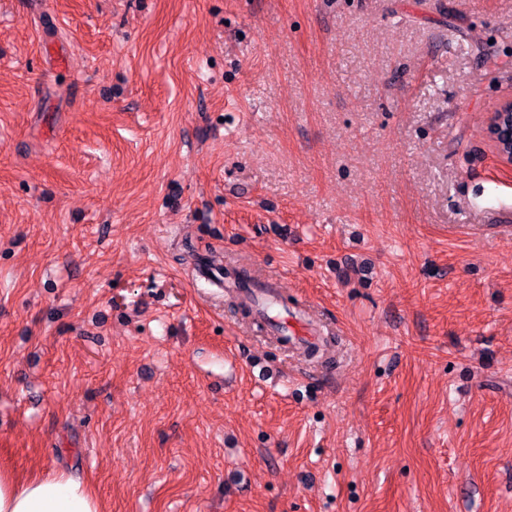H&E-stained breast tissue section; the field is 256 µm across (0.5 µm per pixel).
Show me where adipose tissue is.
Instances as JSON below:
<instances>
[{"instance_id":"adipose-tissue-1","label":"adipose tissue","mask_w":512,"mask_h":512,"mask_svg":"<svg viewBox=\"0 0 512 512\" xmlns=\"http://www.w3.org/2000/svg\"><path fill=\"white\" fill-rule=\"evenodd\" d=\"M0 512H103L101 503L81 479L63 472L17 479L0 471Z\"/></svg>"}]
</instances>
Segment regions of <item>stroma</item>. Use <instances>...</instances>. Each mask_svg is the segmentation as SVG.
<instances>
[{
	"mask_svg": "<svg viewBox=\"0 0 512 512\" xmlns=\"http://www.w3.org/2000/svg\"><path fill=\"white\" fill-rule=\"evenodd\" d=\"M508 99L512 0H0V470L105 512H512ZM499 113H511L512 115V100H508L500 104L494 112L491 113L488 125H487V134L488 138L492 142L499 158L509 165H512V148H511V154H505L500 151L498 146V140H501L505 143L512 144V122H507L506 125L503 127L501 124H499L497 120V115ZM271 328L273 330H278L281 332L282 336H288V331L290 330L294 335L288 336L292 339L294 344L299 345H308L314 344L317 340V335L314 330L308 323H295L289 325L288 329V318L285 322L274 321L271 323Z\"/></svg>",
	"mask_w": 512,
	"mask_h": 512,
	"instance_id": "stroma-1",
	"label": "stroma"
}]
</instances>
